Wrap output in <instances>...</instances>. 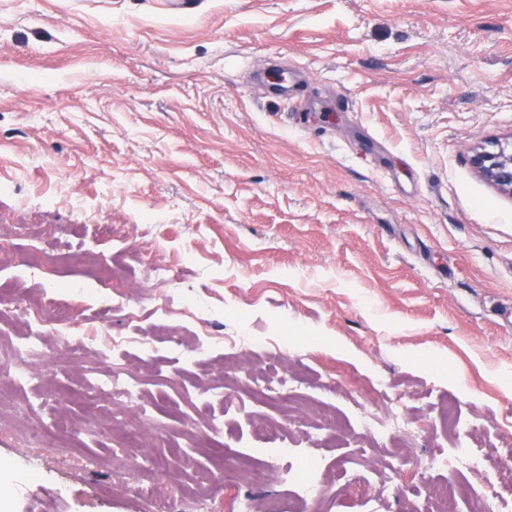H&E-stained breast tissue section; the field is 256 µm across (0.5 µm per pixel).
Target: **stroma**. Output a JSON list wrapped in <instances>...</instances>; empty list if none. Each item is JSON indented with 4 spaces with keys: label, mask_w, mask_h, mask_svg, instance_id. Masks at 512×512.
I'll return each mask as SVG.
<instances>
[{
    "label": "stroma",
    "mask_w": 512,
    "mask_h": 512,
    "mask_svg": "<svg viewBox=\"0 0 512 512\" xmlns=\"http://www.w3.org/2000/svg\"><path fill=\"white\" fill-rule=\"evenodd\" d=\"M511 141L512 0H0V512H225L293 499L307 459L320 512L450 484L448 512H512V482L435 464L512 459V195L469 163ZM32 328L122 346L19 387ZM112 370L135 396L94 388ZM393 410L403 448L364 424ZM42 351V346L39 341V336H29L27 343L18 346L15 354V359L11 366H9V373L15 383L20 382L27 374V356L30 353Z\"/></svg>",
    "instance_id": "1"
}]
</instances>
